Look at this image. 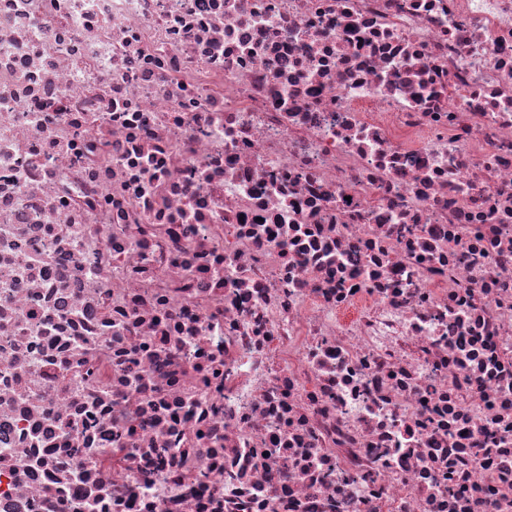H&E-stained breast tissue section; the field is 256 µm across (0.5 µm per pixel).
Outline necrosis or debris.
<instances>
[{"instance_id": "1", "label": "necrosis or debris", "mask_w": 512, "mask_h": 512, "mask_svg": "<svg viewBox=\"0 0 512 512\" xmlns=\"http://www.w3.org/2000/svg\"><path fill=\"white\" fill-rule=\"evenodd\" d=\"M0 512H512V0H0Z\"/></svg>"}]
</instances>
